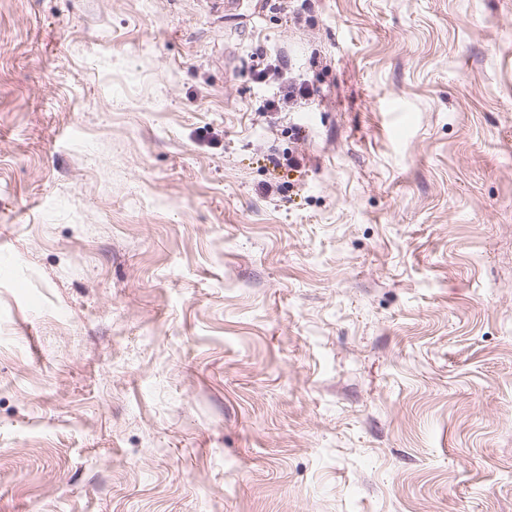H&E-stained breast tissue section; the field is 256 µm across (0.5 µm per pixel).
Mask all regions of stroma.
<instances>
[{
	"label": "stroma",
	"instance_id": "obj_1",
	"mask_svg": "<svg viewBox=\"0 0 512 512\" xmlns=\"http://www.w3.org/2000/svg\"><path fill=\"white\" fill-rule=\"evenodd\" d=\"M0 512H512V0H0ZM279 66H276L274 75L277 79L287 82V90L283 95L273 96L268 99L266 105V111L269 112H282L284 106H288V103H297L298 98L300 100H307L310 96L309 88L305 81H298L296 79H289L288 82V61L285 58H280Z\"/></svg>",
	"mask_w": 512,
	"mask_h": 512
}]
</instances>
